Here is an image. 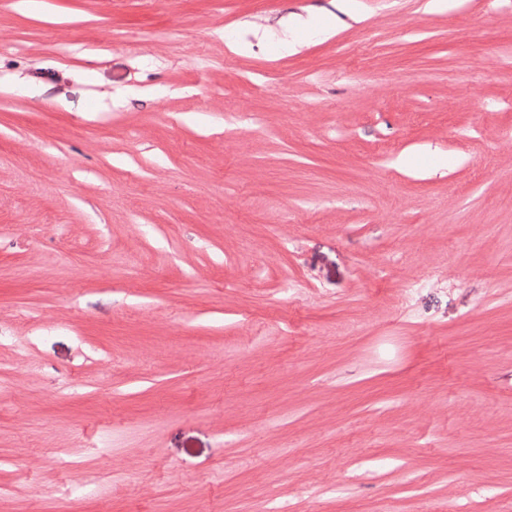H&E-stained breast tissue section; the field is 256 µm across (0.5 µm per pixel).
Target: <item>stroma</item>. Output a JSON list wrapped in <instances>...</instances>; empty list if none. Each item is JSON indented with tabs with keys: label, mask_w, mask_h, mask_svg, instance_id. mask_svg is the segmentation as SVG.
Listing matches in <instances>:
<instances>
[{
	"label": "stroma",
	"mask_w": 512,
	"mask_h": 512,
	"mask_svg": "<svg viewBox=\"0 0 512 512\" xmlns=\"http://www.w3.org/2000/svg\"><path fill=\"white\" fill-rule=\"evenodd\" d=\"M0 0V512H512V0Z\"/></svg>",
	"instance_id": "35a3bbf8"
}]
</instances>
